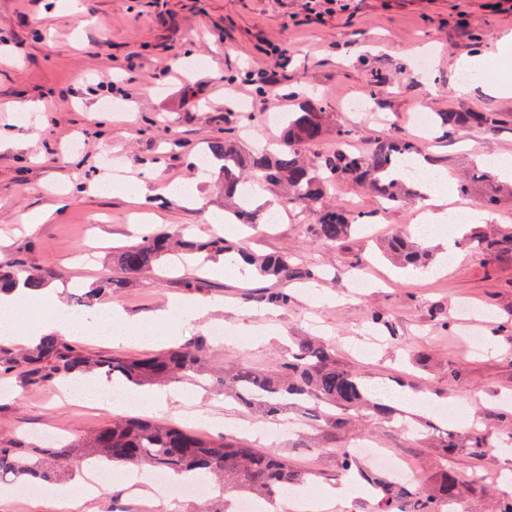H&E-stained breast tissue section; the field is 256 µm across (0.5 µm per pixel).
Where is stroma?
<instances>
[{
    "mask_svg": "<svg viewBox=\"0 0 512 512\" xmlns=\"http://www.w3.org/2000/svg\"><path fill=\"white\" fill-rule=\"evenodd\" d=\"M0 0V131L10 143L0 148V261L38 266L68 281L59 296L76 318L88 313L77 300L84 288L121 275L113 248L137 243L145 230L166 225L208 235L218 226L205 217L223 209L215 178L200 179L195 162L208 143L225 132L244 146L278 143L281 127L272 114H288L311 102L333 122L350 129L357 149L396 132H411L418 112L448 108L501 113L494 132L466 128L421 143L423 155L459 178L480 159L512 155V97L479 93L462 100L452 86L460 81L459 57L499 53L478 81L512 83V46L497 40L512 31L506 0H346L342 10L315 16L308 0ZM287 48L289 64L279 69L276 97L247 86L251 71L268 69L266 44ZM114 82L111 111L98 100L100 78ZM223 107H213V100ZM365 100L369 110L354 116L349 101ZM35 102L34 112L19 107ZM137 110L127 122V107ZM120 173L144 181L148 193L135 204L118 192L102 195L96 184ZM279 216L276 224L248 233L256 253H285L323 272L307 288L272 278L241 283L207 277L202 290L183 288L184 273L164 261L147 275H129L111 300L131 319L159 316L170 298L211 302L208 321L185 316L166 324L175 344L205 341L210 368L232 372L240 363L262 370L277 367L302 338L328 345L337 367L368 386L391 393L428 397L425 414L388 421L362 408L346 412L342 429L314 417L308 403L289 404L278 420H265L213 384L179 383L181 399L165 419L188 426V412L220 417L223 427L198 424L210 438L235 444L264 437L269 448L308 472L309 486L323 490L350 481L341 449L364 437L393 458L404 477L430 489L441 473L465 479L478 474L476 491L464 492L458 512H498L503 494H512V446L498 416L512 401V246L489 256L459 250L443 269L440 246H432L434 273L416 274L384 258L380 241L413 236L420 203L383 209L345 185L336 199L355 202L372 225L336 246L314 242L312 214L272 186L264 187ZM43 212L42 224L28 226L25 215ZM368 258L373 285L363 295L351 287L350 266ZM277 293L288 305L271 303ZM485 314L476 330L485 337L474 350L467 328L455 324L460 307ZM384 316L373 325L372 314ZM228 330L211 334L214 324ZM0 440L29 448L47 438L76 441L116 418L104 394L85 402L66 401L57 386L31 387L17 377H1ZM482 437L488 455L470 454ZM453 442L456 451L444 455ZM124 468L111 469L105 493L77 512H222L212 494L168 500L164 493L142 497L113 490Z\"/></svg>",
    "mask_w": 512,
    "mask_h": 512,
    "instance_id": "stroma-1",
    "label": "stroma"
}]
</instances>
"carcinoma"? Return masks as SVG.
<instances>
[{"mask_svg": "<svg viewBox=\"0 0 512 512\" xmlns=\"http://www.w3.org/2000/svg\"><path fill=\"white\" fill-rule=\"evenodd\" d=\"M502 123L499 112L450 109L437 112L433 127L445 138L461 127L478 126L497 130ZM335 135V147L311 161L302 150ZM208 161L218 166V179L224 185V197L232 200L226 220L232 224L253 226L265 223L266 206L256 205L243 194L244 175L254 172L272 187H283L289 199L308 209L313 215L311 232L325 245H336L348 238L361 225L365 215L350 210L345 203L328 204L336 188L352 183L373 194L390 206H399L420 197L416 183L395 180L391 172L397 166L413 163L421 155L420 141L408 135L388 136L376 140L365 153L356 152L349 130L330 124L327 113L314 106H304L283 119L277 147L242 149L237 140L226 135L210 142ZM483 187L482 206L494 211L512 184L498 181L487 168L476 166L459 179L457 190L462 195ZM504 238L473 233L462 238V244L491 255L500 250ZM384 253L406 269L425 265L429 250L405 237L395 236L383 246ZM238 253L250 260L265 276L284 281L312 282L320 278L313 268L296 264L287 254L260 258L249 251L247 242H228L224 236L207 238L185 236L182 229L161 228L144 234L141 241L112 251V260L126 275H142L153 271L162 259L173 256L206 254L220 256ZM49 274L38 267H24L0 262V292L7 286L23 283L29 288L45 286ZM124 287L122 279H106L87 289L82 297L86 307ZM202 343L189 347L161 349L149 355L131 358L122 355L91 357L59 336H50L39 347L15 352L0 345V376L17 375L27 385H50L76 372H102L119 385L141 386L145 383L169 385L180 378L199 372L205 363ZM217 383L238 395L240 402L273 418L291 399H305L313 404L352 410L366 401L370 388L360 384L351 372L336 366L330 351L322 344L303 340L288 360L277 368L262 371L243 364L230 375H222ZM93 463L114 464L129 468L147 466L167 474L171 471L191 472L205 478L218 477L231 483L225 493H241L257 502L267 500L290 486H301L306 477L288 460L271 450L251 448L244 444L204 440L188 428L163 421L126 417L97 428L88 439L74 445L57 441L38 456L25 452L21 444L0 446V475H10L27 482H51L56 478L55 465L69 459L77 450ZM363 479L377 491L379 512H440L445 503H459L464 489H473L479 477L466 481L444 476L435 492L423 494L411 483L393 481L373 474Z\"/></svg>", "mask_w": 512, "mask_h": 512, "instance_id": "cac0c4a2", "label": "carcinoma"}]
</instances>
